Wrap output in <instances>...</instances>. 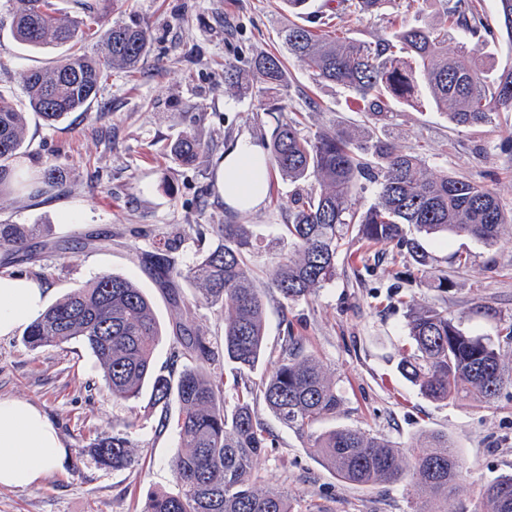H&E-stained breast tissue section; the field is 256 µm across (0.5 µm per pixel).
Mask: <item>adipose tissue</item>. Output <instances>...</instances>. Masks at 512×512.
<instances>
[{
  "instance_id": "ef3b65f1",
  "label": "adipose tissue",
  "mask_w": 512,
  "mask_h": 512,
  "mask_svg": "<svg viewBox=\"0 0 512 512\" xmlns=\"http://www.w3.org/2000/svg\"><path fill=\"white\" fill-rule=\"evenodd\" d=\"M216 187L225 203L240 212L260 209L269 191L270 166L257 141H237L215 167ZM43 286L23 276H0V337L28 324L44 307ZM0 487L29 488L40 484L49 470L67 458L53 422L36 406L0 399Z\"/></svg>"
}]
</instances>
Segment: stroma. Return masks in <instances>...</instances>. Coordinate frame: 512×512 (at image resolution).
Returning a JSON list of instances; mask_svg holds the SVG:
<instances>
[{"mask_svg": "<svg viewBox=\"0 0 512 512\" xmlns=\"http://www.w3.org/2000/svg\"><path fill=\"white\" fill-rule=\"evenodd\" d=\"M11 0H0V92L22 97L21 77L61 55L56 46L29 49L10 32ZM102 27L137 22L149 33L150 51L133 72H116L85 109L46 124L29 113L20 166L31 188L0 190V224H44L45 245L31 260L7 264L0 274L20 275L45 286L46 304L109 272L135 281L151 299L162 327L154 367L170 371L178 345L176 325L187 321L205 338L223 343L224 318L197 299L194 285L180 282L178 299L160 288L141 254L175 233L183 239L179 268L192 266L216 242L214 224H246L253 235L248 256L258 287L267 284L271 263L289 246L283 226L295 184L271 173L265 205L254 212L227 207L213 172L237 138L269 142L273 116L299 115L308 131L340 130L356 141L385 138L418 154L428 171H445L493 188L505 215H512V112L488 125L459 128L428 102L397 104L386 126L359 110L355 94L321 82L295 59L285 58L284 79L262 98L224 81V64L248 69L257 56L283 52L279 30L287 25L283 0H99ZM195 135L208 150L187 165L169 153L181 134ZM62 165L66 180L47 189L45 169ZM196 225L200 234L189 233ZM95 235L84 245L85 235ZM432 265L446 287L417 270L398 249L366 247L350 237L337 262L334 282L310 301L282 304L266 298V358L257 374H268L284 336L303 339L343 397L325 428H358L406 448L442 433L459 449L467 473L447 512H474L482 484L512 473V388L494 405L468 398L449 403L422 396L398 369L410 347L407 307H435L460 318L464 331L491 338L504 362L512 361V224L494 245L466 236L430 241ZM469 254L468 267L454 263ZM0 398L40 407L55 424L70 461L30 488L0 487V512H141L154 491L172 489L170 460L178 448L173 430L158 431V409L149 393L130 402L114 400L104 371L81 342L36 350L22 331L0 337ZM254 410L276 437L258 464V483L287 489L296 512H434L435 502L409 481L369 486L339 480L312 458L297 434L255 398ZM135 421L130 464L101 466L93 439Z\"/></svg>", "mask_w": 512, "mask_h": 512, "instance_id": "1", "label": "stroma"}]
</instances>
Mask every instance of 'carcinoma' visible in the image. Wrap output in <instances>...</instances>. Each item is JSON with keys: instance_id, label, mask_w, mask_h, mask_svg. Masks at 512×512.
Segmentation results:
<instances>
[{"instance_id": "obj_1", "label": "carcinoma", "mask_w": 512, "mask_h": 512, "mask_svg": "<svg viewBox=\"0 0 512 512\" xmlns=\"http://www.w3.org/2000/svg\"><path fill=\"white\" fill-rule=\"evenodd\" d=\"M387 0H339L341 12L358 19L376 16ZM501 30L512 42V0H497ZM76 14L60 11L56 0H15L12 36L34 49L74 40L80 27L96 17L92 0H73ZM446 24L411 26L388 22L375 41L330 36L318 26L290 24L280 33L288 55L318 80L355 93L376 122L387 124L395 113L390 101L425 93L434 106L459 127L487 124L502 110L512 112V67L491 73L469 56L464 45L448 50L452 31L466 40L494 37L474 0H443ZM104 54L88 58L72 52L53 65L23 75L26 104L53 124L93 101L114 70L131 71L149 51V36L137 25L114 24L103 35ZM264 85H280L283 61L267 54L251 62ZM25 112L0 94V186L18 179L12 164L23 147ZM204 151L186 134L172 146L182 162H195ZM272 169L288 181H307L296 191L288 224L292 252L268 271L267 285L283 301L308 300L333 282L341 241L352 230L369 246L406 250L422 272L445 286L446 278L428 268L424 243L450 235L467 236L492 246L503 235L506 219L496 192L445 171L426 175L418 156L385 139L358 147L342 133L303 132L293 118L276 120L269 144ZM377 186L375 201L365 207L355 198L361 180ZM218 244L187 271L175 263L176 234L141 257L156 283L174 292L180 279L201 285L199 300L224 315L223 351L200 333L183 327L178 340L189 365L178 379L160 374L153 353L162 336L150 300L128 278L102 273L72 289L27 327L24 342L37 349L82 341L104 369L112 398L137 399L151 387L155 406L180 404L176 422L179 446L171 459L174 487L152 492L143 512H295L288 491L257 487L255 469L273 433L253 412L250 397L258 391L285 427L294 430L308 453L342 481L353 485L398 482L407 477L435 498L456 491L465 463L445 434L401 450L389 441L348 427L320 430L336 416L341 397L323 365L305 353L302 340L288 335L273 372L250 380L266 354L264 292L255 284L246 254L252 246L244 224H212ZM40 224H0V248L30 259ZM411 351L399 363L401 374L434 401L461 396L490 404L512 387V367L505 366L494 342L461 329V321L436 308L410 306L407 314ZM234 365L237 401L224 399L221 361ZM97 460L118 467L131 461L127 433L116 431L92 445ZM482 509L512 512V473L484 483Z\"/></svg>"}]
</instances>
